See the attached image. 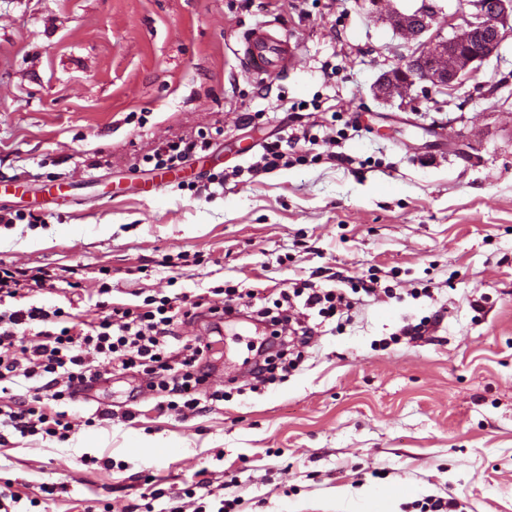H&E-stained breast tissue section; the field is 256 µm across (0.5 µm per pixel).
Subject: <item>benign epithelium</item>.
<instances>
[{"label":"benign epithelium","mask_w":512,"mask_h":512,"mask_svg":"<svg viewBox=\"0 0 512 512\" xmlns=\"http://www.w3.org/2000/svg\"><path fill=\"white\" fill-rule=\"evenodd\" d=\"M387 0H367L368 10L382 15L406 42L416 44L414 55L387 71L377 81L375 95L385 102L405 100L415 86L429 82L440 88H458L475 72L477 64L495 55L506 37L512 35V0H468L460 7L462 23L443 34L448 18L428 0L411 11L385 8ZM489 29L493 38L481 47L467 50L475 33ZM421 57L428 66L419 69L413 61Z\"/></svg>","instance_id":"benign-epithelium-1"}]
</instances>
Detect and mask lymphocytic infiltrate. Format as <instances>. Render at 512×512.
I'll return each instance as SVG.
<instances>
[{"label": "lymphocytic infiltrate", "mask_w": 512, "mask_h": 512, "mask_svg": "<svg viewBox=\"0 0 512 512\" xmlns=\"http://www.w3.org/2000/svg\"><path fill=\"white\" fill-rule=\"evenodd\" d=\"M212 145L211 137L200 132L158 144L144 157L154 169H174ZM70 269H18L0 267V299L38 292L67 281ZM197 305L187 301L144 299L139 306H114L88 330L69 326V314L31 306L0 313V381L14 377L42 379L40 394L0 410V428L23 435L40 434L67 439L73 425L66 413L47 417L40 406L43 396L70 400L75 387L90 388L103 380L101 364L120 362L122 368L138 369L151 376L152 386L164 393L159 409L199 412V387L206 379L201 367L207 347L186 343L175 345L174 326L195 316ZM45 323L38 341H28L23 326Z\"/></svg>", "instance_id": "1"}]
</instances>
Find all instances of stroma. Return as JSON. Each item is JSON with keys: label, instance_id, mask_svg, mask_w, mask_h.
Instances as JSON below:
<instances>
[{"label": "stroma", "instance_id": "35a3bbf8", "mask_svg": "<svg viewBox=\"0 0 512 512\" xmlns=\"http://www.w3.org/2000/svg\"><path fill=\"white\" fill-rule=\"evenodd\" d=\"M267 21L298 46L275 80L234 55ZM406 53L366 0H0V210L43 218L0 223V264L74 271L0 311L81 324L186 294L203 306L175 331L212 342L200 391L225 393L162 412L131 369L90 399H43L76 428L0 431L9 512H372L378 496L388 512H512V36L460 88L378 99ZM337 116L357 120L332 148L347 163L301 145L210 183L282 126L321 136ZM200 130L210 151L152 192L142 157ZM334 273L350 308L308 343L273 338L259 309ZM237 283L251 307L213 317ZM99 409L111 419L88 425Z\"/></svg>", "mask_w": 512, "mask_h": 512}]
</instances>
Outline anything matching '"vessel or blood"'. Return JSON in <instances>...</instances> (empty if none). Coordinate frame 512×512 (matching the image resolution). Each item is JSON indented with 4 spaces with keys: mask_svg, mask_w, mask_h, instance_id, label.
I'll return each instance as SVG.
<instances>
[{
    "mask_svg": "<svg viewBox=\"0 0 512 512\" xmlns=\"http://www.w3.org/2000/svg\"><path fill=\"white\" fill-rule=\"evenodd\" d=\"M238 53L245 72L257 76H283L293 68L297 49L281 35L277 24L266 22L245 31Z\"/></svg>",
    "mask_w": 512,
    "mask_h": 512,
    "instance_id": "1",
    "label": "vessel or blood"
}]
</instances>
